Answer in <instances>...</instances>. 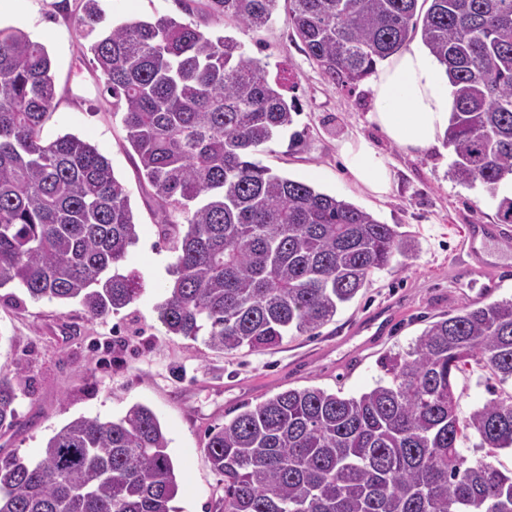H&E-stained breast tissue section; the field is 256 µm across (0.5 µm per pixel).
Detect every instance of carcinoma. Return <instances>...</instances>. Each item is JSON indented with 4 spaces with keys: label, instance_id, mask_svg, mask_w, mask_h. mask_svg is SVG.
Returning a JSON list of instances; mask_svg holds the SVG:
<instances>
[{
    "label": "carcinoma",
    "instance_id": "cac0c4a2",
    "mask_svg": "<svg viewBox=\"0 0 512 512\" xmlns=\"http://www.w3.org/2000/svg\"><path fill=\"white\" fill-rule=\"evenodd\" d=\"M429 3L426 11L418 2ZM279 0H206L249 28ZM288 21L323 77L355 86L418 36L445 68L455 108L451 173L481 185L512 224V0H290ZM100 0L75 17L122 113L138 172L162 211L175 260L157 306L167 330L224 352L315 336L378 270L415 256L412 235L355 204L250 159L298 113L288 77L268 79L232 38L172 17L99 30ZM46 47L0 27V288L77 301L105 320L141 293L122 271L138 242L124 185L97 148L43 137L55 85ZM475 364L512 379V299L467 306L385 357V379L356 396L287 389L207 432L223 477L219 512H512V472L459 441L475 431L492 455L512 449V395L460 414L455 373ZM17 368L0 374V430L17 424ZM151 408L79 416L35 460L0 456V512H175L179 482Z\"/></svg>",
    "mask_w": 512,
    "mask_h": 512
}]
</instances>
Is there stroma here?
Listing matches in <instances>:
<instances>
[{"label":"stroma","instance_id":"stroma-1","mask_svg":"<svg viewBox=\"0 0 512 512\" xmlns=\"http://www.w3.org/2000/svg\"><path fill=\"white\" fill-rule=\"evenodd\" d=\"M0 27H15L41 41L52 59L56 105L44 125L45 137L70 133L111 162L125 186L138 224L139 239L127 268L144 277L142 295L104 320L85 316L75 301L31 299L16 285L0 288V373H19V423L0 431V454L36 457L54 431L79 416L118 418L134 404L149 406L169 441L179 481L175 512H217L222 478L205 457L207 428L232 418L244 404H257L289 388L316 386L357 395L382 377L387 354L408 349L428 321L463 307L512 299V224L496 244L495 286L485 291L456 282L454 270L467 262L459 248L463 225L496 223V207L482 187L456 182L449 148L411 154L387 140L370 123L366 83L342 87L325 80L304 51L288 21L289 4L280 0L275 20L248 28L232 18L214 19L199 0H101L109 22L170 15L207 35L230 36L246 56L270 74L287 70L296 82L299 105L294 130L275 138L255 158L274 172L314 185L372 213L380 222L401 225L415 235V259H395L375 272L368 288L340 307L315 336H290L275 349L229 353L210 350L167 332L157 305L164 298L174 254L160 240L161 211L151 187L138 178L136 156L120 115L104 91V78L91 62L90 38L79 33L74 16L79 0H10ZM364 137L394 173L392 191L378 198L357 185L340 155L342 141ZM382 307L395 318L386 335L356 333V326ZM455 382L459 411L468 415L488 400L512 394V382L488 378L466 367Z\"/></svg>","mask_w":512,"mask_h":512}]
</instances>
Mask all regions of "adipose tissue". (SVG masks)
<instances>
[{
	"label": "adipose tissue",
	"instance_id": "obj_1",
	"mask_svg": "<svg viewBox=\"0 0 512 512\" xmlns=\"http://www.w3.org/2000/svg\"><path fill=\"white\" fill-rule=\"evenodd\" d=\"M370 122L395 145L425 152L440 145L454 107L448 80L423 48L409 47L386 58L371 78ZM340 153L351 176L368 192L384 197L392 189L390 167L361 137L342 142Z\"/></svg>",
	"mask_w": 512,
	"mask_h": 512
}]
</instances>
